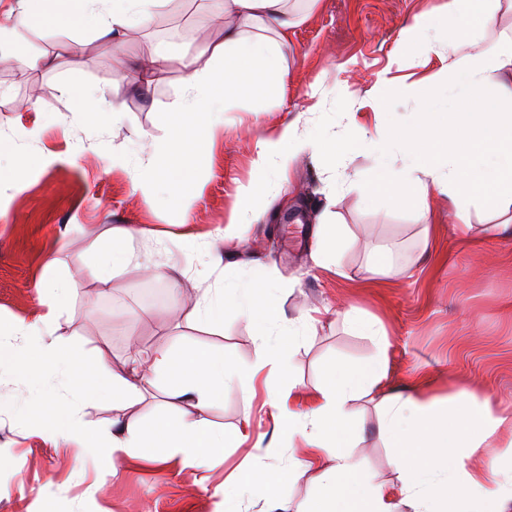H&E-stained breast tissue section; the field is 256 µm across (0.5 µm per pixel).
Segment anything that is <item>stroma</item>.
Returning <instances> with one entry per match:
<instances>
[{"mask_svg": "<svg viewBox=\"0 0 512 512\" xmlns=\"http://www.w3.org/2000/svg\"><path fill=\"white\" fill-rule=\"evenodd\" d=\"M444 0H321L294 30L285 52L283 97L238 96L226 103L223 136L214 139L194 172V188L176 204L136 190L153 167L171 131L166 112L184 90V74L171 68L147 92L131 81V66L162 49L191 54L220 40L224 21L200 0L164 5L150 27L129 30L120 43L89 31L46 27L21 29L16 54L56 58L54 68L31 71L0 62V138L15 143L27 163L0 180V331L33 320L40 310L39 287L47 266L69 290L56 333L76 351L101 354L130 368V348L202 347L224 353L241 369L238 388L217 393L206 415L232 431L252 414L257 434L256 464L272 487L244 493L247 512H262L275 493L282 512L309 490L298 466L304 443L279 428L267 405L264 385H253L247 368L255 360V328L233 312L213 329L187 317L196 303L214 297L225 284L256 279L291 280L293 291L276 302L286 317L302 324L318 320L316 333L291 349V377L297 383L292 407L306 412L309 392L329 367L356 365L375 356L374 339L355 333L346 315L378 319L389 336V387L406 390L419 378L444 391L474 386L500 407L512 409V238L488 239L491 216L471 209L474 240L462 242L446 197L429 199L434 219L421 236L415 207L395 208L379 189L382 167L403 166L401 149L388 159L364 150L341 158L337 169L321 168L299 155L290 183L275 170L256 174L259 141L295 124L300 137L343 138L352 122L390 135L415 117L419 92L430 89L448 65L449 49L416 55L404 51L410 20ZM95 86L120 99L116 124L98 126L75 110L70 88ZM37 109H29V102ZM260 181L256 211L239 227V239L225 240L240 186ZM328 213L339 224L340 268L314 260L317 218ZM116 227L137 228L125 260L112 273V288L99 294L93 269L96 244ZM195 238L197 250L182 247ZM392 251L405 268L399 279L369 280V261ZM177 268L176 282L164 279ZM255 387L253 403L240 391ZM161 388L120 407L103 402L84 419L97 429L115 419L151 422L168 414L191 420L189 402L166 406ZM353 453L376 482L392 484V454L379 432L373 402L353 404ZM246 451L211 453L205 467L185 466L181 456L149 448L144 458L121 463L118 477L102 476L91 457L67 442H46L29 431L24 416H0V512H222L213 486L223 483Z\"/></svg>", "mask_w": 512, "mask_h": 512, "instance_id": "35a3bbf8", "label": "stroma"}]
</instances>
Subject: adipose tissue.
Returning <instances> with one entry per match:
<instances>
[{
    "instance_id": "adipose-tissue-1",
    "label": "adipose tissue",
    "mask_w": 512,
    "mask_h": 512,
    "mask_svg": "<svg viewBox=\"0 0 512 512\" xmlns=\"http://www.w3.org/2000/svg\"><path fill=\"white\" fill-rule=\"evenodd\" d=\"M38 0H23L20 9L0 14V47L13 44L19 29L31 26H70L92 20L97 36L119 39L126 31L144 27L165 0H55V10L38 8ZM224 19V36L204 44L195 54L156 53L136 63L134 80L150 85L171 67L185 74V91L169 113L175 124L148 179L164 189L167 198L192 189V172L217 134L211 111L217 102L239 94L272 95L284 89L283 50L303 18L289 0H214ZM500 0H445L439 11L414 16L406 28L407 46L432 51L440 44L450 49L448 68L440 78L451 88L452 101L440 110L431 97L422 98L413 128L403 140L408 163L400 170H384L379 180L393 206L414 205L421 224H429V199L448 198L458 232L472 230L470 208L483 201L495 217L487 225L490 238L512 237V36L488 39ZM457 27H449V19ZM498 77L488 90V74ZM311 150L324 160L334 159L335 146L297 140L293 129L279 138L259 141L254 166L264 170L275 163L288 177L299 151ZM42 311L31 323L20 322L0 340V370L20 375L32 385L48 377L60 380L39 400L51 406L48 418L35 421L49 438L86 447L81 412L88 406L113 402L126 405L143 396L142 384L165 383L170 397L191 401L199 417L193 421L159 419L146 428L137 419L114 420L103 432L97 454L105 470L116 471L119 461L139 456L143 448H167L197 466L208 452L237 448L252 431L251 420L232 432L209 428L204 413L214 393L230 388L237 369L218 352L192 348H159L148 356L133 353L131 371H119L105 357L82 362L66 349L52 327L66 290L46 276ZM285 281L259 280L244 288L195 306L191 317L223 327L225 310L246 316L257 327L256 359L251 375L277 382L290 369L286 346L314 332V324L289 327L287 340L273 337V327L284 324L273 303L276 293L288 289ZM385 355L359 365L335 364L312 395L305 414L280 409L278 421L289 434H304L307 443L301 464L314 489L297 512H512V457L503 463H485L487 449L512 443V411L498 407L478 390L461 386L438 393L411 386L407 395L386 392ZM367 396L380 414V431L397 453L392 464L397 482H374L361 473L349 451L353 415L349 403ZM331 449L329 461L320 453Z\"/></svg>"
}]
</instances>
